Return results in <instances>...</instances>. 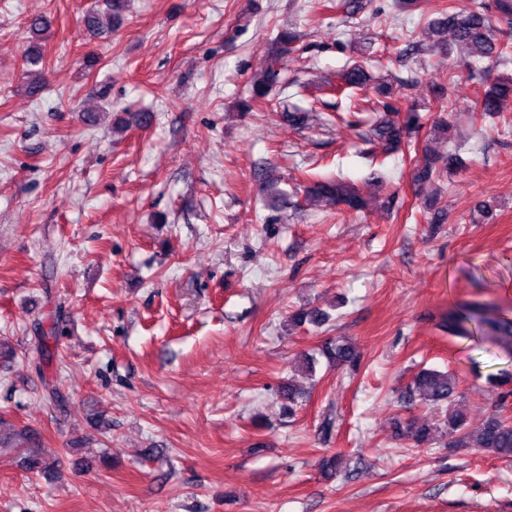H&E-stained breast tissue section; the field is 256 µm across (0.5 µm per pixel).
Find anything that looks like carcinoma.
<instances>
[{
    "instance_id": "obj_1",
    "label": "carcinoma",
    "mask_w": 512,
    "mask_h": 512,
    "mask_svg": "<svg viewBox=\"0 0 512 512\" xmlns=\"http://www.w3.org/2000/svg\"><path fill=\"white\" fill-rule=\"evenodd\" d=\"M498 18L507 24V28L495 30L488 5L482 0L473 3V7L465 15L450 14L448 10L439 11V16L428 24L431 32V49L448 50L447 35H453L455 46L472 64L485 59L498 62L507 55L508 42L505 37L512 34V0H495ZM54 20L49 15H40L28 24L32 34V44L24 57V65L32 69L42 63L41 41L43 36L53 27ZM294 38L290 32L281 30L275 39L272 57L280 60L283 55L292 50ZM280 70L268 64L257 72L250 84L249 99L239 103V111L249 112L252 105L267 99L272 89L279 82ZM344 85L348 88L361 90L369 88L383 98L381 106L385 117L372 126L367 136L385 142L389 148L397 149L403 143L411 140L417 131L418 116L409 109L401 119L395 117L399 111L398 87L387 81H372L360 65L348 68L342 74ZM512 99V77H499L492 82L480 100L481 111L494 114L501 111L503 101ZM280 112L288 122L303 125L309 119V114L302 111L284 99L280 101ZM449 159L438 153L428 159L424 167L414 172L413 178L417 183H424L435 178H441L448 172ZM310 198H320L332 206H344L359 212L366 207V200L358 189L351 183L335 179L317 181L306 189ZM444 329L452 337L468 338L473 330H478L488 337L505 344H512V321L502 320L491 316L482 307L468 312H450L444 323ZM321 355L329 364L339 368H353L359 362V354L354 345L340 337L328 342L323 347ZM405 400L411 406L426 405L444 413L442 425L436 427L417 424L414 420L398 424L400 436L412 441L416 446L430 445L436 438H454L462 443L466 438V415L464 412L465 395L458 390L455 377L449 372L434 369H422L417 372L406 389ZM40 438L29 429L6 427L0 420V452L22 449L26 451L22 464L32 473H46L50 466L42 461L36 453ZM478 446L490 453L501 457H512V423L494 415L487 419L479 434Z\"/></svg>"
}]
</instances>
